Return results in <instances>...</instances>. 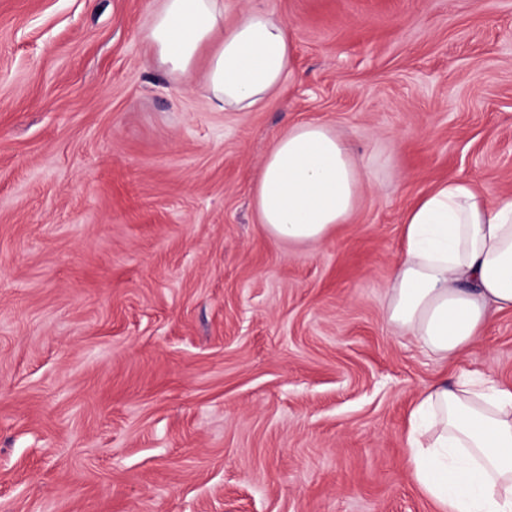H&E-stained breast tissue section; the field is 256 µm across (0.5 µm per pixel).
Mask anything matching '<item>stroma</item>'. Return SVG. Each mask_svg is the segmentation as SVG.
Masks as SVG:
<instances>
[{"label":"stroma","instance_id":"stroma-1","mask_svg":"<svg viewBox=\"0 0 512 512\" xmlns=\"http://www.w3.org/2000/svg\"><path fill=\"white\" fill-rule=\"evenodd\" d=\"M281 95L218 112L145 40L156 0H0V512H437L409 411L512 388V312L451 360L387 321L403 216L512 195V0H267ZM315 120L371 174L292 245L252 184Z\"/></svg>","mask_w":512,"mask_h":512}]
</instances>
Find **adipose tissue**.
I'll list each match as a JSON object with an SVG mask.
<instances>
[{
    "mask_svg": "<svg viewBox=\"0 0 512 512\" xmlns=\"http://www.w3.org/2000/svg\"><path fill=\"white\" fill-rule=\"evenodd\" d=\"M170 79L201 76L214 108L249 112L279 94L295 42L270 7L224 20V0H160L146 30ZM367 172L319 122L294 125L254 183L260 224L276 239H324L354 213ZM512 311V196L489 203L469 179L438 182L405 212L387 319L444 359ZM408 443L414 477L442 512H512V390L480 377L440 381L416 400Z\"/></svg>",
    "mask_w": 512,
    "mask_h": 512,
    "instance_id": "1",
    "label": "adipose tissue"
}]
</instances>
